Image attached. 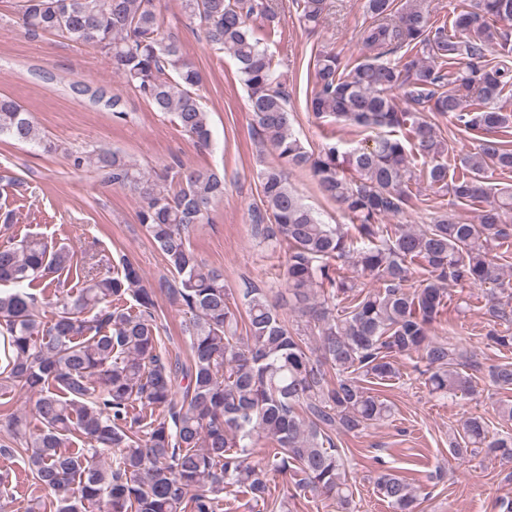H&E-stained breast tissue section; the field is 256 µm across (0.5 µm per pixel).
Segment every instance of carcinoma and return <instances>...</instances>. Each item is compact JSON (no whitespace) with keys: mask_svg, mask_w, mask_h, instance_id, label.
I'll use <instances>...</instances> for the list:
<instances>
[{"mask_svg":"<svg viewBox=\"0 0 512 512\" xmlns=\"http://www.w3.org/2000/svg\"><path fill=\"white\" fill-rule=\"evenodd\" d=\"M160 0H20L18 23L31 36L54 34L89 47L112 65L156 111L197 146L210 145V115L198 94L200 72L178 41L165 33ZM365 0L372 22L360 33L366 55L353 67L332 52L315 58L309 108L317 119L377 131L371 143L345 148L336 141L308 150L291 131L288 83L279 62L248 21L273 23L270 0H181L186 18L209 45L233 57L248 91L253 127L279 164L259 169L261 206L252 211L253 236L267 245L285 242L286 304L298 317L290 331L279 305L263 288H247L237 302L224 271L207 268L189 241L224 197V177L209 169L162 172L141 167L118 151L73 156V167L94 166L101 182L130 190L137 217L163 254L171 282L166 291L184 314L189 336L186 363L168 364L156 323L157 292L140 268L119 259L102 276L82 266L83 286L64 289L54 275L70 272L75 254L33 235L0 248V337L5 365L0 394L15 388L37 396L41 423L11 413L5 418L13 448L23 453L35 484L55 512H224V489L237 488L268 502L267 475L297 477L302 490L336 500L354 512V491L334 438L359 434L392 415L372 386L399 375L398 360L415 354L427 363L429 391L468 394L473 362L454 330L434 336L450 300L449 286L485 288L492 315L512 324V279L503 254L512 239V188L491 194L486 173L512 172V115L499 102L512 91V0H476L452 26H436L425 0ZM299 20L317 26L327 0H292ZM499 48L492 63L486 52ZM404 55L388 59L398 50ZM411 103L399 108L392 93ZM72 91L124 120L121 98L103 87L76 84ZM449 117L479 138L478 151L448 174V139L422 113ZM47 152L31 113L0 96V136ZM308 169L320 192L336 201L350 225L325 224L292 191L288 169ZM447 191L456 205L485 202L478 223L454 209L433 224L397 228L378 223L398 216L417 198L421 183ZM378 283L356 289L337 261ZM423 276L407 285L413 267ZM55 284L53 317L43 321L36 282ZM131 305H126L127 299ZM499 390H512V362L489 370ZM276 444L252 461L261 439ZM80 441L82 447L74 446ZM456 454L487 449L512 459V436L487 440L486 422L464 424ZM393 512H416V490L388 469L375 479Z\"/></svg>","mask_w":512,"mask_h":512,"instance_id":"cac0c4a2","label":"carcinoma"}]
</instances>
